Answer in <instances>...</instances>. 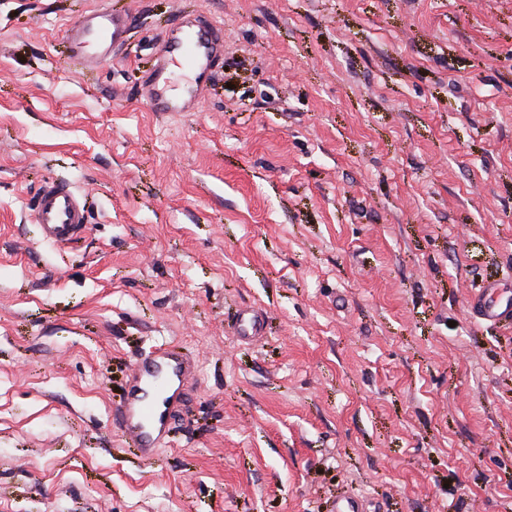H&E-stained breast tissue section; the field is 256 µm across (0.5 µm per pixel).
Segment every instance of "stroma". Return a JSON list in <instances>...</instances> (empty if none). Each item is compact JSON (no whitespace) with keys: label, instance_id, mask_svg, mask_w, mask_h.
Instances as JSON below:
<instances>
[{"label":"stroma","instance_id":"stroma-1","mask_svg":"<svg viewBox=\"0 0 512 512\" xmlns=\"http://www.w3.org/2000/svg\"><path fill=\"white\" fill-rule=\"evenodd\" d=\"M128 15L82 67L65 30ZM224 29L195 112L138 78ZM89 224L43 241L49 180ZM512 0H0V512H512ZM264 338L239 345L243 306ZM199 374L151 461L112 424L153 345ZM505 288H500L498 282L474 292L469 299V307L472 315L481 320L498 322L502 320L512 321V299L507 297L504 302L500 299Z\"/></svg>","mask_w":512,"mask_h":512}]
</instances>
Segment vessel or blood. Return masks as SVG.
<instances>
[{
  "instance_id": "1",
  "label": "vessel or blood",
  "mask_w": 512,
  "mask_h": 512,
  "mask_svg": "<svg viewBox=\"0 0 512 512\" xmlns=\"http://www.w3.org/2000/svg\"><path fill=\"white\" fill-rule=\"evenodd\" d=\"M129 27L127 17L105 7L82 16L68 30L72 62L116 56L129 38ZM223 58V29L183 17L161 34L155 64L140 78V95L154 112L197 111ZM85 199L67 182H45L33 213L44 240L63 246L80 235L88 222ZM503 293L495 282L473 293L472 315L492 322L512 321V299ZM236 324L240 339L257 341L265 334V312L242 309ZM196 374L193 358L166 345L144 354L130 368L112 420L138 457L153 459L166 445L172 420L184 406Z\"/></svg>"
}]
</instances>
